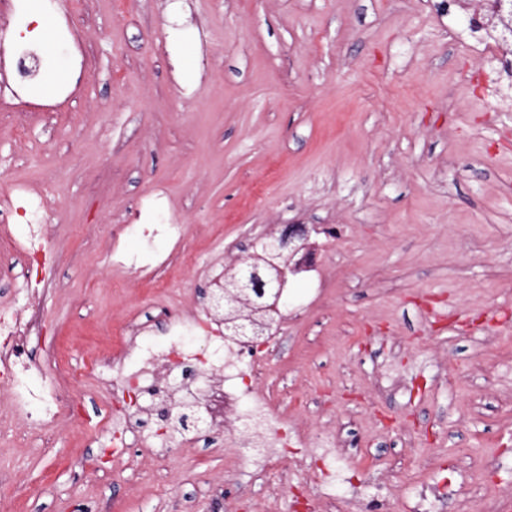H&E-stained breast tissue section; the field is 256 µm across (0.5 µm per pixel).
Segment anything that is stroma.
I'll list each match as a JSON object with an SVG mask.
<instances>
[{
	"label": "stroma",
	"instance_id": "obj_1",
	"mask_svg": "<svg viewBox=\"0 0 512 512\" xmlns=\"http://www.w3.org/2000/svg\"><path fill=\"white\" fill-rule=\"evenodd\" d=\"M39 40L32 105L0 109V171L42 194L54 259L0 260V305L47 288L27 354L74 370L109 325L202 307L214 278L276 227L336 231L321 286L290 276L259 393L310 429L345 428L337 501L426 479L512 493V74L471 34L475 0H25ZM83 29L81 47L64 26ZM55 103L51 112L34 103ZM180 219V245L139 224ZM129 264L104 259L112 225ZM182 249L149 281L135 265ZM74 416L32 433L0 394V512H294L212 430L108 462L120 394L76 378Z\"/></svg>",
	"mask_w": 512,
	"mask_h": 512
}]
</instances>
